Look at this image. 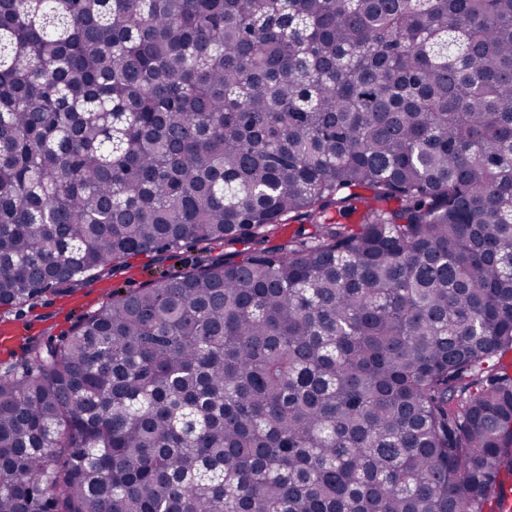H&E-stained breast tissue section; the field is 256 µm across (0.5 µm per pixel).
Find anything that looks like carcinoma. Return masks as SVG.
<instances>
[{
  "mask_svg": "<svg viewBox=\"0 0 512 512\" xmlns=\"http://www.w3.org/2000/svg\"><path fill=\"white\" fill-rule=\"evenodd\" d=\"M185 244L0 371V512L512 495V0H0V311Z\"/></svg>",
  "mask_w": 512,
  "mask_h": 512,
  "instance_id": "obj_1",
  "label": "carcinoma"
}]
</instances>
